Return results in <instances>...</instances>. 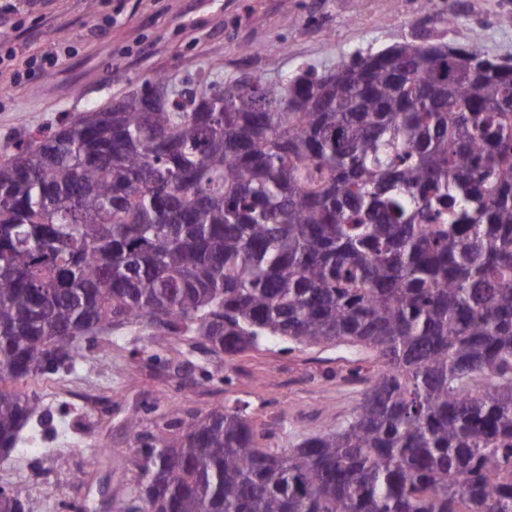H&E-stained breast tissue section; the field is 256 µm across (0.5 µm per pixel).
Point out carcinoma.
I'll return each mask as SVG.
<instances>
[{
  "mask_svg": "<svg viewBox=\"0 0 512 512\" xmlns=\"http://www.w3.org/2000/svg\"><path fill=\"white\" fill-rule=\"evenodd\" d=\"M126 323L377 371L288 448L238 405L131 419L124 512H512V61L412 40L277 82L157 77L1 151L0 384ZM36 410L0 387V453ZM0 512L39 508L0 486Z\"/></svg>",
  "mask_w": 512,
  "mask_h": 512,
  "instance_id": "1",
  "label": "carcinoma"
}]
</instances>
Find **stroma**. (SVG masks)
<instances>
[{"label": "stroma", "instance_id": "1", "mask_svg": "<svg viewBox=\"0 0 512 512\" xmlns=\"http://www.w3.org/2000/svg\"><path fill=\"white\" fill-rule=\"evenodd\" d=\"M445 16L451 25L442 24ZM1 34L26 44L24 58L0 63V74H21L0 93L5 146L159 74L177 88L201 76L221 83L243 70L276 81L416 37L512 60V0H50L13 16ZM60 44L69 52L56 68H26L25 57ZM81 347V365L23 385L48 438L30 447L31 430L23 428L0 459L14 468L15 495L41 512H66L68 502L120 512L135 476L129 419L150 429L174 406L203 415L243 404L259 432L285 445L294 434L335 428L377 369L361 350L285 343L227 362L192 338L147 326H118ZM45 482L56 498L38 499Z\"/></svg>", "mask_w": 512, "mask_h": 512}]
</instances>
